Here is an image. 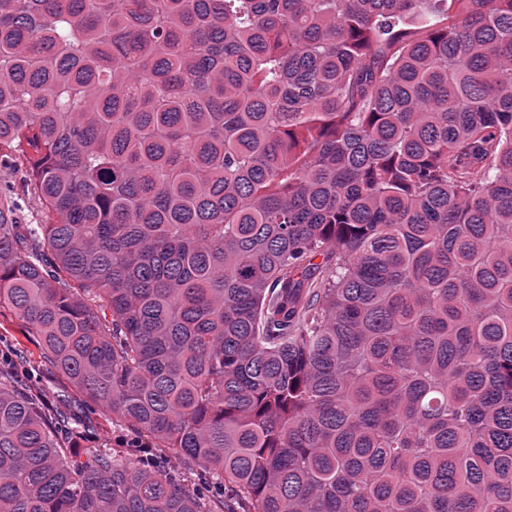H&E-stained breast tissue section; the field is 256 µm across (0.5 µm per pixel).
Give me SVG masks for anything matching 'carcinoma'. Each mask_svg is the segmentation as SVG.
Masks as SVG:
<instances>
[{
	"mask_svg": "<svg viewBox=\"0 0 512 512\" xmlns=\"http://www.w3.org/2000/svg\"><path fill=\"white\" fill-rule=\"evenodd\" d=\"M10 155L0 512H512V0H0ZM26 163L16 160L0 165V197L6 207V200L12 201L17 209L21 224H44L47 220L44 208L35 196H24L22 185L26 174ZM11 192L12 196H9ZM28 332L24 328V324L14 315L7 307H0V359L1 350L4 354L7 349L14 347L24 350L27 354V367L30 375L27 383L32 389L47 393L52 396L54 386L63 385L64 380L60 379L54 382L48 381L41 373L42 352L38 345L33 341L31 336H27ZM2 341V345H1ZM95 418V423L99 424H96L97 428L91 434L96 436V442L104 441L109 448L129 446L125 441H129L132 435L126 426L115 422L112 424V420H106L104 417L96 416Z\"/></svg>",
	"mask_w": 512,
	"mask_h": 512,
	"instance_id": "carcinoma-1",
	"label": "carcinoma"
}]
</instances>
